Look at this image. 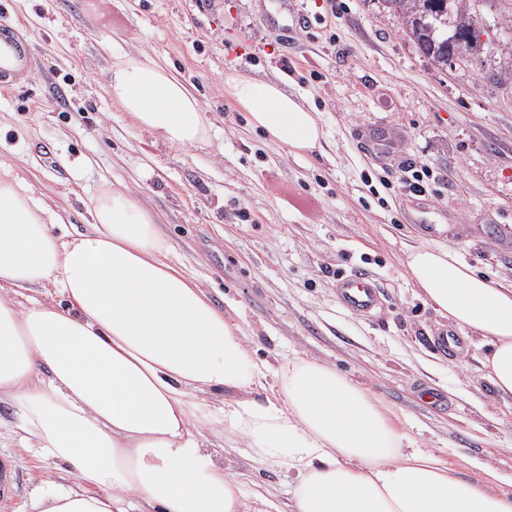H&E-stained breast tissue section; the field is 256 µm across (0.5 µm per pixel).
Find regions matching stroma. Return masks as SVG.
Here are the masks:
<instances>
[{"label":"stroma","instance_id":"stroma-1","mask_svg":"<svg viewBox=\"0 0 512 512\" xmlns=\"http://www.w3.org/2000/svg\"><path fill=\"white\" fill-rule=\"evenodd\" d=\"M311 25L289 29L278 0H0L36 71L0 94V164L84 228L102 190H130L153 214L170 263L239 324L260 358H311L348 375L394 426L456 476L485 469L512 495V397L497 395L469 330L468 355H442L434 336L454 324L409 279L425 243L512 287V56L499 44L512 0H472L486 21L472 63L438 66L379 0H293ZM149 58L197 97L203 143L179 148L136 128L107 92L114 63ZM278 82L318 113L319 144L294 153L253 130L227 77ZM435 168L427 200L436 234L411 223L398 190L369 189L380 167ZM368 272L383 294L372 316L344 310L336 279ZM441 405L427 404L424 390ZM0 400V453L26 476L13 512H32L47 479L71 485L63 463L22 446ZM226 472L245 500L292 512L294 480L225 442Z\"/></svg>","mask_w":512,"mask_h":512}]
</instances>
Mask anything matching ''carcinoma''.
I'll use <instances>...</instances> for the list:
<instances>
[{"label":"carcinoma","mask_w":512,"mask_h":512,"mask_svg":"<svg viewBox=\"0 0 512 512\" xmlns=\"http://www.w3.org/2000/svg\"><path fill=\"white\" fill-rule=\"evenodd\" d=\"M469 0H381L397 13L419 49L436 65L448 64V57L468 62L477 45L472 28L483 19L472 13Z\"/></svg>","instance_id":"obj_1"}]
</instances>
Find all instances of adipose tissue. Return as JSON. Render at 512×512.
<instances>
[{
  "label": "adipose tissue",
  "mask_w": 512,
  "mask_h": 512,
  "mask_svg": "<svg viewBox=\"0 0 512 512\" xmlns=\"http://www.w3.org/2000/svg\"><path fill=\"white\" fill-rule=\"evenodd\" d=\"M254 128L280 146L320 141L316 113L277 83L229 77ZM108 92L141 129L189 146L204 139L197 99L161 66L127 58ZM90 232L63 220L0 171V397L27 447L79 482L46 492L37 512H263L215 460L208 431L244 438L253 455L296 474L294 512H512L494 472L456 477L414 449L381 404L308 358L275 374L204 290L167 260L154 216L133 194L88 206ZM426 300L489 347L494 388L512 396V289L444 247L411 250ZM51 282L59 303L17 309L11 294ZM236 391L216 405L208 393Z\"/></svg>",
  "instance_id": "adipose-tissue-1"
}]
</instances>
